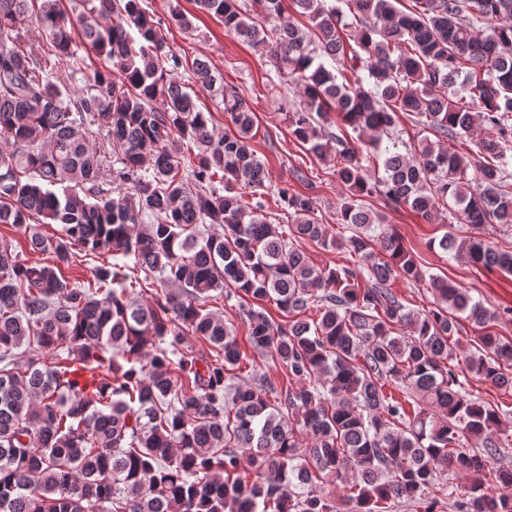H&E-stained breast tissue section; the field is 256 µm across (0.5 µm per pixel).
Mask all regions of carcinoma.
I'll return each mask as SVG.
<instances>
[{
    "label": "carcinoma",
    "instance_id": "obj_1",
    "mask_svg": "<svg viewBox=\"0 0 512 512\" xmlns=\"http://www.w3.org/2000/svg\"><path fill=\"white\" fill-rule=\"evenodd\" d=\"M190 2L298 86L289 133L319 160L335 142L348 191L338 222L351 235H331L313 198L266 185L244 95L208 59L167 45L164 23L193 33L195 14L178 6L164 22L143 0H0V224L47 256L32 263L0 245V512H341L315 483L348 472L353 512H437L443 500L512 512V469L497 465L506 426L467 388L453 336L462 319L486 330L465 366L506 392L512 338L489 331L499 315L466 289L425 275L361 203L376 195L427 218L446 206L474 229L512 224V0H411L405 11L345 0L346 13L291 0L308 33L284 0H253L269 27L238 0ZM64 63L81 78L61 81ZM183 71L223 107L227 131L185 91ZM400 113L437 137L414 158L381 147ZM333 114L375 138L350 143L330 130ZM477 130L474 155L448 146ZM268 189L288 224L266 218ZM34 222L61 229L46 236ZM302 240L359 257L367 273L314 266ZM430 246L512 274V252L480 238L446 233ZM82 255L99 264L71 286L63 269ZM397 279L428 280L440 305L408 309ZM215 292L239 300L250 344L289 383L238 382L246 355L209 309ZM393 383L423 406L408 411Z\"/></svg>",
    "mask_w": 512,
    "mask_h": 512
}]
</instances>
